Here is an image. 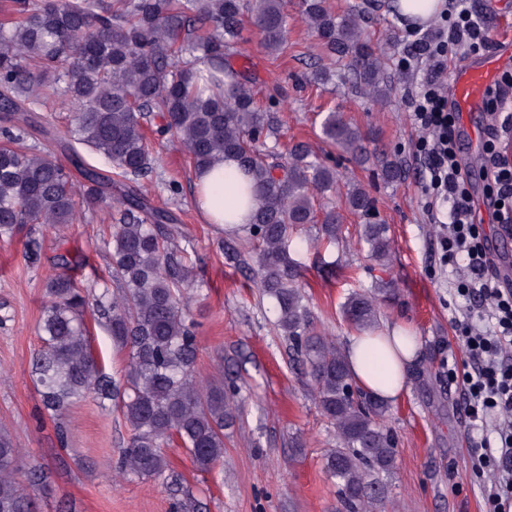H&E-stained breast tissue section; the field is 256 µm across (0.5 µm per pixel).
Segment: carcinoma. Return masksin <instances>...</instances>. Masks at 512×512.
<instances>
[{
	"instance_id": "obj_1",
	"label": "carcinoma",
	"mask_w": 512,
	"mask_h": 512,
	"mask_svg": "<svg viewBox=\"0 0 512 512\" xmlns=\"http://www.w3.org/2000/svg\"><path fill=\"white\" fill-rule=\"evenodd\" d=\"M0 11L17 19L0 22V240L11 241L32 224H71L79 209L96 210L111 184L123 193L110 214L112 277L121 288L93 293L68 273L46 284L33 359L45 410L65 414L92 395L115 401L131 430L118 462L123 478H159L169 470L164 447L176 438L193 465L209 472L222 465L224 429L240 415L239 391L224 380L201 385L195 375L198 343L185 315L192 269L159 233L174 223L168 210L148 204L139 184L154 159L144 124L162 120L158 133L177 137L193 169L235 158L252 181L254 211L247 230L260 246L256 287L272 300L277 326L310 378L311 396L336 427V447L325 470L337 487V512H387L386 479L396 465L388 406L362 396L344 351L314 325L301 292L291 238L305 224L318 238L339 239L343 215L316 202L335 195L341 176L320 161L309 143H294L285 161L258 148L275 133L277 117L256 106L231 59L242 41L243 17L269 53L285 49L287 0H0ZM363 7L335 14L326 0H303L302 15L322 49L350 58L351 78L377 99L391 87L382 55L363 38ZM62 85L72 108L68 138L104 156L112 174L83 168L76 193L66 168L52 153L17 147L32 130H44L43 93ZM322 138L358 164L369 160L368 137L342 113H323ZM382 177L404 174L395 156L378 158ZM345 209L369 216L374 198L350 182ZM362 239L370 257L389 265L392 241L385 224L368 221ZM394 294L386 282L373 291H352L340 305L343 320L358 332L379 328L381 301ZM94 306L109 326L112 343L128 352L124 382L116 383L93 356L84 316ZM23 453L0 430V512H36L35 501L16 482Z\"/></svg>"
}]
</instances>
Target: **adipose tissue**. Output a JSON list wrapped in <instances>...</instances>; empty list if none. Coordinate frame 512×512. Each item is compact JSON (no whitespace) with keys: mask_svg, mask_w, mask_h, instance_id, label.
<instances>
[{"mask_svg":"<svg viewBox=\"0 0 512 512\" xmlns=\"http://www.w3.org/2000/svg\"><path fill=\"white\" fill-rule=\"evenodd\" d=\"M233 160L217 161L211 169L196 174L197 203L209 223L232 232L248 221L242 201L244 182L235 177ZM419 344L404 328L388 327L378 335L350 336L346 356L356 384L385 403L404 393L411 381Z\"/></svg>","mask_w":512,"mask_h":512,"instance_id":"obj_1","label":"adipose tissue"}]
</instances>
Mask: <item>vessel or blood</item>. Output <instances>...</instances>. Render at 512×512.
I'll list each match as a JSON object with an SVG mask.
<instances>
[{
  "label": "vessel or blood",
  "instance_id": "b4317fda",
  "mask_svg": "<svg viewBox=\"0 0 512 512\" xmlns=\"http://www.w3.org/2000/svg\"><path fill=\"white\" fill-rule=\"evenodd\" d=\"M498 44L497 51L473 59L453 76L455 100L465 115L483 111L488 90L500 71L512 64V36L499 38Z\"/></svg>",
  "mask_w": 512,
  "mask_h": 512
}]
</instances>
